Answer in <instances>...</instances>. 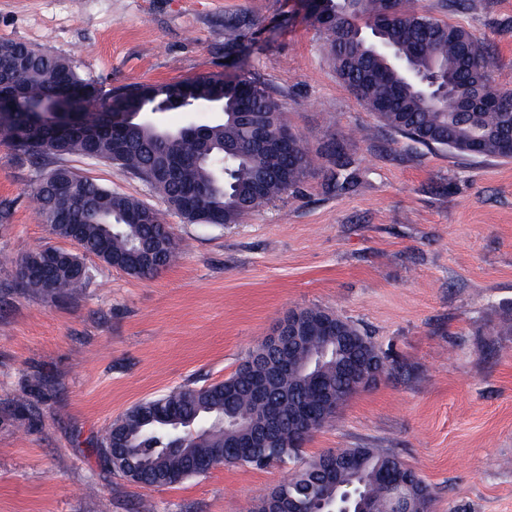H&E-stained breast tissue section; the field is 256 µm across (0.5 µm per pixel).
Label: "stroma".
I'll list each match as a JSON object with an SVG mask.
<instances>
[{
  "label": "stroma",
  "instance_id": "1",
  "mask_svg": "<svg viewBox=\"0 0 512 512\" xmlns=\"http://www.w3.org/2000/svg\"><path fill=\"white\" fill-rule=\"evenodd\" d=\"M472 31L512 90V0H423ZM245 21L226 43L224 19ZM74 61L124 92L199 75L264 82L319 167L243 224L186 223L116 166L80 175L161 211L183 251L133 277L97 259L59 297L20 288L15 260L53 243L35 167L0 143V512H248L288 466L223 464L149 487L98 450L128 408L223 381L288 312L333 311L386 370L302 446L383 448L413 468L433 512H512V159L427 147L382 127L338 78L301 0H0V41ZM359 170L327 187L336 152Z\"/></svg>",
  "mask_w": 512,
  "mask_h": 512
}]
</instances>
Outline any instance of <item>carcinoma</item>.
Listing matches in <instances>:
<instances>
[{
  "label": "carcinoma",
  "instance_id": "carcinoma-1",
  "mask_svg": "<svg viewBox=\"0 0 512 512\" xmlns=\"http://www.w3.org/2000/svg\"><path fill=\"white\" fill-rule=\"evenodd\" d=\"M383 0H317L313 22L326 34L325 54L338 77L357 94L363 107L394 133L425 146L470 153L485 159H512L506 137L512 117L492 110L463 112L453 87L478 77L483 96L492 101L503 94L495 84L481 41L471 31L431 15L420 0H397L396 11L383 16ZM398 50L408 63L448 86V94L423 96L407 72L395 66L382 48ZM0 58L18 65L0 84L8 104L0 114V142L18 156L40 159L32 198L52 235L66 234L65 225H78L82 253L118 261L132 276L146 277L169 266L179 255V244L159 212L150 224L131 218L150 209L143 200L113 191L54 159L77 155L115 165L135 175L160 194L169 208L190 224H240L287 189L298 187L317 167L319 154L300 135L288 151L272 155L252 146L251 130L274 132L286 125L283 103L261 83L245 77L202 75L175 83L147 87L158 102L175 98L224 100V112L203 125L211 154L198 159L201 141L154 124L114 120L113 108L134 107L133 94H112L96 88L87 123L99 129L87 136L80 128L60 130L49 118L31 111L57 94L62 86L89 85L66 57L47 53L22 42L1 41ZM333 174L336 190L355 178L351 161L338 155ZM56 250L43 246L21 254L16 266H41ZM92 279L91 270L75 276L64 262H54L49 278L32 274L19 280L21 288L43 295L67 294ZM310 344H328L319 367L300 371L304 348L284 350L263 344L224 381L202 387L182 386L160 398L129 409L106 431L101 445L123 434L122 447L143 466L144 485L162 487L208 473L210 461L267 466L299 457L302 443L327 423L322 418L307 428L292 422L299 403L313 404L328 391L347 400L351 386L349 366L336 348V333L323 326L331 316L344 327L349 321L317 307L303 309ZM266 378V391L277 409L276 435L257 439L249 430L230 426L235 416L261 409L254 394L256 374ZM198 423L201 431L187 442L188 453L164 451L173 434L165 422ZM339 455L352 463L332 478L319 471L326 455L304 463L277 486L278 494L294 502L297 512H315L318 504L339 502L355 512H431L432 493L422 479L401 477L404 463L380 448H344Z\"/></svg>",
  "mask_w": 512,
  "mask_h": 512
}]
</instances>
